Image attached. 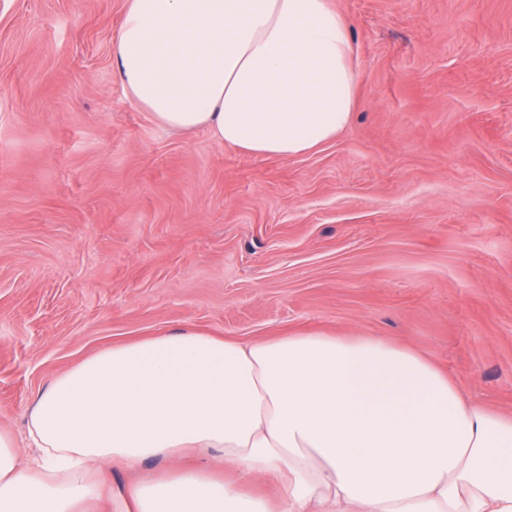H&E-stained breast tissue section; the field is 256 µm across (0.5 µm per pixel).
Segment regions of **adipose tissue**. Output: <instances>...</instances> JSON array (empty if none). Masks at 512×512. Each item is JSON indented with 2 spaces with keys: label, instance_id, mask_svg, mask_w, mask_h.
Here are the masks:
<instances>
[{
  "label": "adipose tissue",
  "instance_id": "obj_1",
  "mask_svg": "<svg viewBox=\"0 0 512 512\" xmlns=\"http://www.w3.org/2000/svg\"><path fill=\"white\" fill-rule=\"evenodd\" d=\"M330 0H126L125 97L162 127L253 156L313 152L349 127L358 72ZM21 464L0 432V512H82L95 463L165 470L114 512H512V414L421 353L370 336L239 341L180 327L116 344L34 400ZM194 451L206 465L172 461ZM280 479L281 503L251 492Z\"/></svg>",
  "mask_w": 512,
  "mask_h": 512
}]
</instances>
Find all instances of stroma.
Here are the masks:
<instances>
[{
	"mask_svg": "<svg viewBox=\"0 0 512 512\" xmlns=\"http://www.w3.org/2000/svg\"><path fill=\"white\" fill-rule=\"evenodd\" d=\"M125 0H0V431L114 344L379 336L512 413V0H332L351 125L256 157L124 95Z\"/></svg>",
	"mask_w": 512,
	"mask_h": 512,
	"instance_id": "35a3bbf8",
	"label": "stroma"
}]
</instances>
